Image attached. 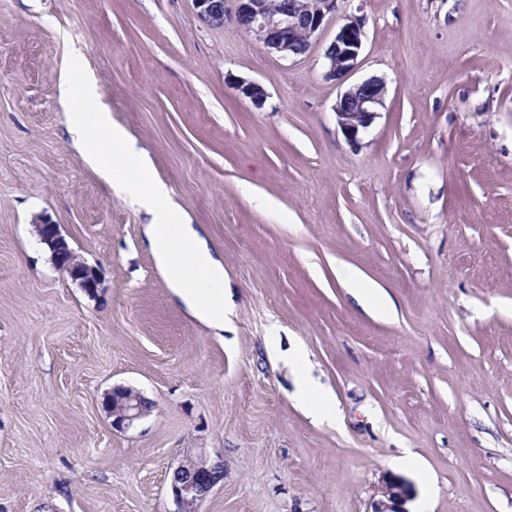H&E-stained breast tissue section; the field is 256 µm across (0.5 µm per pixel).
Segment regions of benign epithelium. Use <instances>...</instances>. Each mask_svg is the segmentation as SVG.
Returning a JSON list of instances; mask_svg holds the SVG:
<instances>
[{"label":"benign epithelium","instance_id":"obj_1","mask_svg":"<svg viewBox=\"0 0 512 512\" xmlns=\"http://www.w3.org/2000/svg\"><path fill=\"white\" fill-rule=\"evenodd\" d=\"M198 17L205 23L222 27L229 17L244 28L245 33L268 51L284 60H296L324 41L327 24L338 11L339 0H233L229 13L226 0H191ZM364 22L356 17L341 25L326 43L323 77L342 81L360 64L364 45ZM237 90L258 108L267 99L264 87L241 80ZM387 83L370 77L348 86L337 98L333 111L336 124L346 140L360 145L361 135L371 126L380 108L385 105ZM39 240L52 253L55 265L66 272L87 292L95 291L101 281L99 268L87 264L69 246L58 225L42 219L34 224ZM151 403L140 393L128 388L112 391L109 415L112 426L127 429L148 414ZM224 476V465L214 461L201 448H193L183 457L171 475V491L178 512H197V506L218 485ZM409 485L400 478L389 479L372 512H407Z\"/></svg>","mask_w":512,"mask_h":512}]
</instances>
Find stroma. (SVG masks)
Returning a JSON list of instances; mask_svg holds the SVG:
<instances>
[{
    "label": "stroma",
    "mask_w": 512,
    "mask_h": 512,
    "mask_svg": "<svg viewBox=\"0 0 512 512\" xmlns=\"http://www.w3.org/2000/svg\"><path fill=\"white\" fill-rule=\"evenodd\" d=\"M340 12L364 21L357 79L387 82L356 147L322 47L282 60L191 0H0V512H177L189 448L224 461L199 512H370L391 477L408 512H512V0ZM77 63L222 258L230 331L173 296L147 215L69 139ZM346 268L395 315L358 308ZM296 347L335 424L297 406ZM118 387L153 403L122 431ZM34 231L41 243L50 248L54 263L60 270L78 281L87 292H94L98 288L101 281L99 268L88 265L70 248L57 224L41 219L34 224Z\"/></svg>",
    "instance_id": "obj_1"
}]
</instances>
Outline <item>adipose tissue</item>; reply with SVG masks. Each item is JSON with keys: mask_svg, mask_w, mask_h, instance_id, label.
<instances>
[{"mask_svg": "<svg viewBox=\"0 0 512 512\" xmlns=\"http://www.w3.org/2000/svg\"><path fill=\"white\" fill-rule=\"evenodd\" d=\"M75 93L81 97L82 109L69 115L70 139L118 194L135 199L149 215L147 241L173 293L200 321L224 329L230 311L225 304L222 261L194 225L187 223L182 210L169 201L142 152L123 128L113 124L96 86L77 68L70 71L61 89L65 98ZM177 256L183 260L180 274L172 266ZM296 385L297 400L310 415L320 421L335 420V398L319 390L305 368H298Z\"/></svg>", "mask_w": 512, "mask_h": 512, "instance_id": "obj_1", "label": "adipose tissue"}]
</instances>
